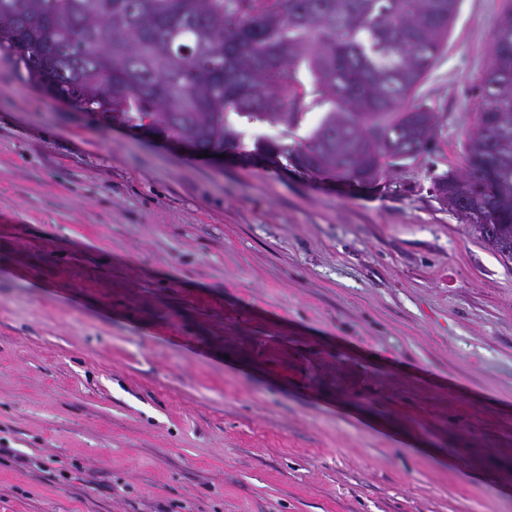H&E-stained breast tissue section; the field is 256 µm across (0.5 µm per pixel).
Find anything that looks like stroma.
<instances>
[{
	"mask_svg": "<svg viewBox=\"0 0 512 512\" xmlns=\"http://www.w3.org/2000/svg\"><path fill=\"white\" fill-rule=\"evenodd\" d=\"M504 0H460L384 188L201 157L0 51V512H512V260L463 168Z\"/></svg>",
	"mask_w": 512,
	"mask_h": 512,
	"instance_id": "obj_1",
	"label": "stroma"
}]
</instances>
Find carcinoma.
<instances>
[{"mask_svg": "<svg viewBox=\"0 0 512 512\" xmlns=\"http://www.w3.org/2000/svg\"><path fill=\"white\" fill-rule=\"evenodd\" d=\"M459 0H0V50L28 83L86 112H118L200 150H264L275 167L380 182L435 136L436 113L412 104L448 41ZM310 82L299 78L300 69ZM463 172L439 177L482 206L475 235L512 242V0L477 86ZM292 145L229 121L295 128ZM493 128L489 146L485 132ZM322 110L316 109L312 112L308 113L306 119L303 121L301 126L298 129L293 130V133L288 132V138L284 136V128L283 127H272L264 124H245L239 122L236 116L231 115L230 120L237 124L239 129L245 131L246 134V142H250L254 137L263 136L266 138L283 140L285 143L292 144L294 140L302 138L306 136L308 131L316 125Z\"/></svg>", "mask_w": 512, "mask_h": 512, "instance_id": "obj_1", "label": "carcinoma"}]
</instances>
